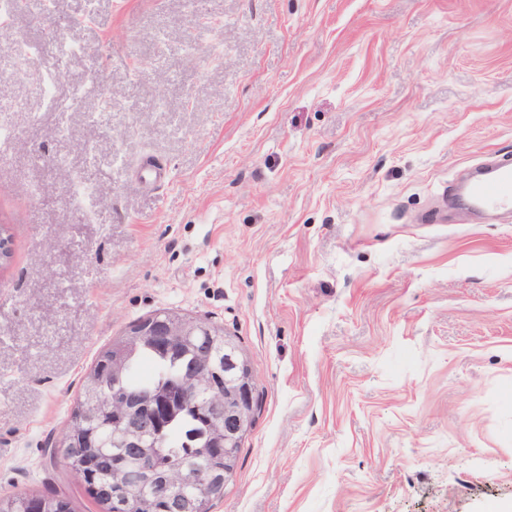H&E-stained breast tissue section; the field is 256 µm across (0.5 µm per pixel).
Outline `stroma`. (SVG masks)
Returning <instances> with one entry per match:
<instances>
[{
  "label": "stroma",
  "mask_w": 512,
  "mask_h": 512,
  "mask_svg": "<svg viewBox=\"0 0 512 512\" xmlns=\"http://www.w3.org/2000/svg\"><path fill=\"white\" fill-rule=\"evenodd\" d=\"M74 51L44 50L57 19ZM512 0H27L0 16V496L100 512L51 450L159 309L257 394L211 512L512 506ZM461 200L473 209L491 215L512 213V162L494 159L480 175L460 189Z\"/></svg>",
  "instance_id": "35a3bbf8"
}]
</instances>
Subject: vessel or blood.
Returning a JSON list of instances; mask_svg holds the SVG:
<instances>
[{"instance_id": "1", "label": "vessel or blood", "mask_w": 512, "mask_h": 512, "mask_svg": "<svg viewBox=\"0 0 512 512\" xmlns=\"http://www.w3.org/2000/svg\"><path fill=\"white\" fill-rule=\"evenodd\" d=\"M461 200L473 209L491 215L512 213V162L495 159L480 175L463 186Z\"/></svg>"}]
</instances>
